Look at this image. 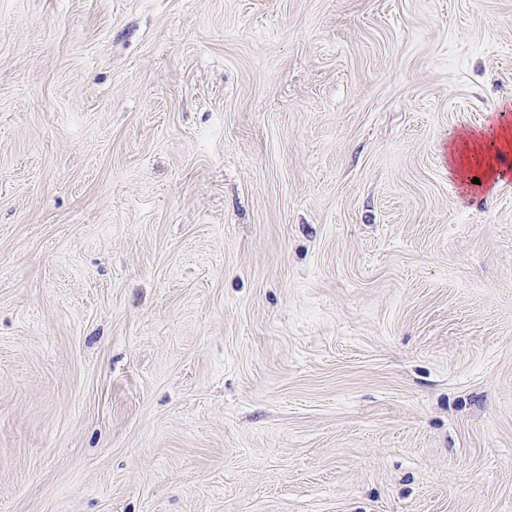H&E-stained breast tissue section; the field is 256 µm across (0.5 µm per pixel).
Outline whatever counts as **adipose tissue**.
Returning a JSON list of instances; mask_svg holds the SVG:
<instances>
[{"label": "adipose tissue", "mask_w": 512, "mask_h": 512, "mask_svg": "<svg viewBox=\"0 0 512 512\" xmlns=\"http://www.w3.org/2000/svg\"><path fill=\"white\" fill-rule=\"evenodd\" d=\"M512 154V125L503 123L493 132L463 131L448 149V161L453 164L463 184H471V173L480 170L481 190L493 191L506 171L502 163Z\"/></svg>", "instance_id": "ef3b65f1"}]
</instances>
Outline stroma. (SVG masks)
Here are the masks:
<instances>
[{
	"mask_svg": "<svg viewBox=\"0 0 512 512\" xmlns=\"http://www.w3.org/2000/svg\"><path fill=\"white\" fill-rule=\"evenodd\" d=\"M512 0H0V512H512ZM511 150L512 130L508 123L500 124L489 135L464 130L448 149V163L455 166L462 184L491 193L510 169V165L501 168V163ZM473 166L481 170L480 176H471ZM474 177L480 179L481 185L472 183Z\"/></svg>",
	"mask_w": 512,
	"mask_h": 512,
	"instance_id": "stroma-1",
	"label": "stroma"
}]
</instances>
